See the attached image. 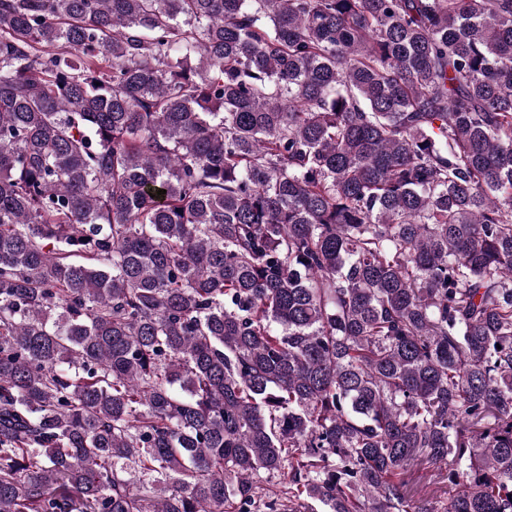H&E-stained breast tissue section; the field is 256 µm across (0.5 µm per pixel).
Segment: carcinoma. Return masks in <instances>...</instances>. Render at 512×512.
<instances>
[{
  "mask_svg": "<svg viewBox=\"0 0 512 512\" xmlns=\"http://www.w3.org/2000/svg\"><path fill=\"white\" fill-rule=\"evenodd\" d=\"M0 512H512V0H0ZM432 472H426V470H420L413 475L412 487L420 495H424L431 498H444L448 496V480L443 483L438 482L434 477H430ZM419 476H423L420 477Z\"/></svg>",
  "mask_w": 512,
  "mask_h": 512,
  "instance_id": "obj_1",
  "label": "carcinoma"
}]
</instances>
